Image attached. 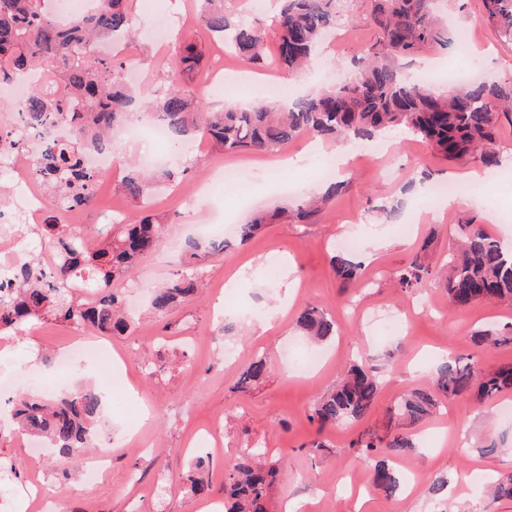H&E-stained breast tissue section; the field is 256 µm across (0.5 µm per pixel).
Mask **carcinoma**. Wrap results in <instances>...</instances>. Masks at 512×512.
<instances>
[{
  "mask_svg": "<svg viewBox=\"0 0 512 512\" xmlns=\"http://www.w3.org/2000/svg\"><path fill=\"white\" fill-rule=\"evenodd\" d=\"M44 0H0V82L22 76L37 67L50 68L57 77V92L46 97L34 92L24 116L25 128L38 130L60 123L71 128L67 140L51 139L41 145L36 174L48 194L59 201L94 203V187L105 175L82 163L89 145L98 146L111 128L133 117L143 101L148 114L160 121L175 140L201 136L231 154L242 150L271 152L301 136L354 138L371 141L387 132H401L430 144L448 161H472L493 170L503 163L498 132L512 124V80L457 85L439 92L409 80L395 62L412 59L422 50L448 43V32L435 18L432 0H370L368 17L375 40L356 62L343 84L328 86L296 98L289 108L282 102L258 101L246 107L226 106L212 111L201 98L193 99L182 87L183 76L200 64L203 51L189 43L171 62L161 89L131 87L122 81L128 62L116 53L101 52L95 42L109 35L126 37L132 30L129 0H89L88 10L67 19H55ZM200 22L224 40V51L254 66L266 64L265 37L237 24L224 11V0H200ZM273 16L276 29L274 66L300 72L312 61L325 33L336 29L341 0H279ZM488 22L501 37L512 41V0H482ZM177 172L160 169L153 175L126 169L121 183L125 195L141 202L159 182H171ZM333 183L319 200L302 201L296 218L307 220L336 194ZM267 226V216L255 215L237 225L235 239L244 244ZM56 255L54 268L39 270L33 261L15 274L13 296L0 299V332H20L33 320L52 317L65 324L90 326L107 335H124L131 326L118 285L136 270L140 258L153 252L164 225L150 215L97 232L92 247L83 232L57 224L53 217L40 228ZM455 249L448 253L445 288L448 304L465 309L477 302L512 303V246L490 234L472 217L454 227ZM228 240H190L184 263L190 274H177L151 291V310L166 315L202 288L198 264L206 255L224 252ZM420 252L395 272L402 291L418 287L440 271L425 263ZM333 274L346 284L364 278L360 265L348 253L332 257ZM88 278L94 288L90 299L74 292L71 281ZM296 324L307 336L322 342L335 332L327 310L308 305ZM479 344L512 342V324L476 335ZM268 374L264 357L252 359L237 387L251 390ZM379 390L375 371L354 364L336 386L314 404L311 417L319 428L343 422H361ZM512 391V366L484 372L463 357H450L433 377V388L416 389L394 408V415L417 422L431 416L444 397L474 396L490 402ZM102 407L101 393L78 389L57 399L23 397L13 407L21 435H40L52 443L70 465L80 463L95 435ZM415 447L409 435H360L349 450L367 463L374 487L387 497L399 490L401 478L387 457ZM208 461L198 460L186 475L189 490L209 495ZM278 473L277 461L258 444L238 455L224 473V512H269L268 495Z\"/></svg>",
  "mask_w": 512,
  "mask_h": 512,
  "instance_id": "carcinoma-1",
  "label": "carcinoma"
}]
</instances>
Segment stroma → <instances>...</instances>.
<instances>
[{"instance_id":"1","label":"stroma","mask_w":512,"mask_h":512,"mask_svg":"<svg viewBox=\"0 0 512 512\" xmlns=\"http://www.w3.org/2000/svg\"><path fill=\"white\" fill-rule=\"evenodd\" d=\"M130 8L138 19L159 15L166 21L165 42L140 34L128 45L144 84L163 85L183 41H193L202 46L205 57L200 70L183 83L192 92L204 89L213 109L223 108L228 96L207 85L216 67L291 85L304 95L324 86L327 73L352 72L355 60L374 39L366 0H347L351 19L339 24L346 36L338 49L319 48L312 67L292 75L275 67L253 69L225 54L198 26L183 27V16L195 14V0H132ZM436 16L442 25L462 30L479 46V53L463 59L452 46L426 51L416 61H399V70L448 63L467 75L482 72L496 81L512 79V43L500 39L487 22L482 0H440ZM382 141L386 152L353 158L349 171L339 172L342 187L310 224L299 223L285 206L299 197L325 193L323 169L336 154L335 141L321 142L312 151L304 138L288 144L284 154L301 158L293 170L269 168L267 153L226 154L210 144L195 152L175 140L159 146V153L182 172L179 185L156 191L148 202L149 211L164 224V234L157 250L144 256L123 284L134 315L130 335L97 339L123 357L126 383L138 389L134 396L127 390L105 393L101 430L116 440L135 430L147 446L111 450L104 476L91 486L80 468L60 479L63 460L57 453L31 466L25 443L12 431L2 432L0 460L13 463L15 470L0 471V512H29L25 490L34 480L65 512H199V499L183 482L193 459L184 444L193 431L212 423L224 432L223 451L209 459L215 500L224 497L227 463L259 442L278 460L270 512H283L288 503L296 504V512H512V500L493 498L484 490L512 473V393L489 403L443 401L433 420L415 426L389 416L404 393L427 385L448 355L471 357L486 371L512 364V344L480 346L474 339L489 326L511 323L512 304L478 303L452 312L437 280H424L406 292L392 280L426 238L431 241L428 263L441 266L452 246L453 225L472 216H479L488 232L512 240V223L496 221L498 213H512V180L486 182L477 195L461 190L443 204L420 201L414 188L448 180L450 174L467 170V163L443 160L411 136L390 133ZM123 176L117 166L101 181L100 194L87 211L86 231L106 223L110 209L137 213V205L121 189ZM385 207L395 208L394 219L381 217ZM257 209L273 213V224L246 245L204 259L203 297L161 319L148 314L151 287L183 270L187 239L202 238L206 226L223 217L244 223ZM345 238L357 241L350 255L361 263L368 287L343 284L331 272L330 257L337 241ZM232 278L238 287L226 289ZM310 304L333 315L336 334L318 346L326 359L312 377L304 378L298 366L316 346L296 328L295 320ZM226 322L235 326L228 336L222 333ZM71 334L70 327L48 318L28 334L0 336V360L9 363L16 378L11 396L37 395L42 379L54 381L61 394L75 385L100 386L93 365L78 362L64 372L57 369L55 354ZM230 353L237 356L232 365L225 362ZM257 355L269 360L271 372L250 392H240L238 377ZM147 357L155 363L154 375L137 376L136 368ZM354 361L375 368L380 379L372 409L361 423L319 428L310 418L314 403ZM364 431L413 435L415 448L393 464L417 479L415 493L401 491L389 498L373 487L368 466L347 450ZM489 437L503 444L492 455L481 449ZM317 439L329 450L309 456L304 447ZM437 477L448 481L439 496L431 491Z\"/></svg>"}]
</instances>
